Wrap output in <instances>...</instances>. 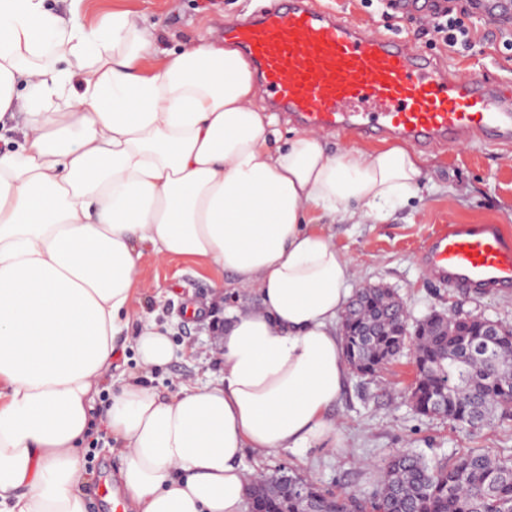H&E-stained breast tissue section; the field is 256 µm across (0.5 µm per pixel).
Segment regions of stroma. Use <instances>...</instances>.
Listing matches in <instances>:
<instances>
[{"label":"stroma","instance_id":"obj_1","mask_svg":"<svg viewBox=\"0 0 512 512\" xmlns=\"http://www.w3.org/2000/svg\"><path fill=\"white\" fill-rule=\"evenodd\" d=\"M272 0H87L78 21L86 25L103 14L131 11L154 30L163 51L207 38H223L228 26ZM328 11L352 17L372 32L399 36L432 51L451 68L466 74H490L512 80V51L491 33L480 16L469 22L476 41L467 50L430 46L417 31L423 19L387 14L381 0H317ZM426 176L416 198L391 209L380 221L327 224L337 246L350 259L353 288L382 286L399 295L413 319L454 310L512 325V293H476L448 287L431 278L420 264L428 236L441 224H496L512 238V145L476 140L424 150ZM142 287L131 311L132 322L151 320L167 327L177 349L173 361L150 373L147 383L160 394L181 385H204L220 375V333L229 309L256 304V294L235 288L225 274L224 288H214V274L189 257L158 259L144 253ZM415 376L409 358L386 364L371 376L349 373L333 408L340 420L335 448H281L268 455L246 451L247 473L286 469L323 489L369 495L379 470L395 451L408 449L425 458L450 457L481 448L498 458H512V422L470 432L447 419L419 414L408 398ZM105 434L94 435L81 452L92 479L84 491L90 512H110L100 495V480L117 475L119 454Z\"/></svg>","mask_w":512,"mask_h":512}]
</instances>
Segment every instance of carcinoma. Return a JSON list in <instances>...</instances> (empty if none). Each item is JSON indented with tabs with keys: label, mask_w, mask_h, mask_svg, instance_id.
<instances>
[{
	"label": "carcinoma",
	"mask_w": 512,
	"mask_h": 512,
	"mask_svg": "<svg viewBox=\"0 0 512 512\" xmlns=\"http://www.w3.org/2000/svg\"><path fill=\"white\" fill-rule=\"evenodd\" d=\"M393 303L383 288L364 296V307L383 317L364 322L373 335L344 337L351 368L372 375L412 345L417 381L410 395L419 412L470 429L511 422L512 326H500L489 338L463 316L411 327L385 313ZM253 497L261 512H512V461L481 448L432 462L401 450L368 497L322 490L292 474L276 486L257 487Z\"/></svg>",
	"instance_id": "1"
}]
</instances>
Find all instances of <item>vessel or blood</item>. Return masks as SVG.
I'll return each mask as SVG.
<instances>
[{
	"label": "vessel or blood",
	"instance_id": "obj_1",
	"mask_svg": "<svg viewBox=\"0 0 512 512\" xmlns=\"http://www.w3.org/2000/svg\"><path fill=\"white\" fill-rule=\"evenodd\" d=\"M443 0H399L401 15H433ZM494 26L512 24V0H479ZM224 38L252 60L277 111L300 126L419 147L465 136L512 142V82L455 74L407 40L365 33L312 0L242 19ZM424 269L449 286L512 291V239L495 224H444L428 238Z\"/></svg>",
	"mask_w": 512,
	"mask_h": 512
}]
</instances>
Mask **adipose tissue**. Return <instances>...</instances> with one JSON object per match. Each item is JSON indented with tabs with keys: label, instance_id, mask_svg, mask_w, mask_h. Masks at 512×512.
<instances>
[{
	"label": "adipose tissue",
	"instance_id": "1",
	"mask_svg": "<svg viewBox=\"0 0 512 512\" xmlns=\"http://www.w3.org/2000/svg\"><path fill=\"white\" fill-rule=\"evenodd\" d=\"M255 95L216 42L163 54L127 12L88 29L0 0V118L27 115L0 150V512H87L79 450L100 426L132 512H247L245 449L339 445L354 270L320 222L385 219L425 162L280 139ZM147 251L232 272L260 303L227 313L216 383L163 398L131 377L102 407L121 337L147 372L176 355L130 326Z\"/></svg>",
	"mask_w": 512,
	"mask_h": 512
}]
</instances>
